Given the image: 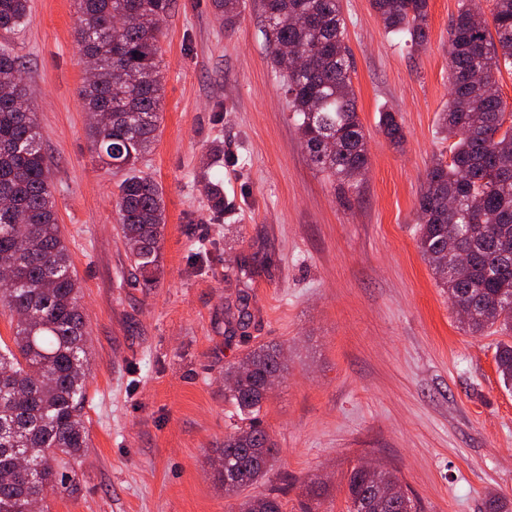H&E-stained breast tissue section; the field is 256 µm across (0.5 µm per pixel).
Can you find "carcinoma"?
<instances>
[{"label": "carcinoma", "mask_w": 512, "mask_h": 512, "mask_svg": "<svg viewBox=\"0 0 512 512\" xmlns=\"http://www.w3.org/2000/svg\"><path fill=\"white\" fill-rule=\"evenodd\" d=\"M463 0L448 29V108L438 119L449 156L435 158L418 199L417 247L457 311L462 328L482 334L512 331V124L496 74L512 68V0ZM245 0H213L224 28L235 26ZM76 39L93 62L81 96L92 121L87 135L98 158L121 175L115 203L132 275L158 283L166 210L161 185L138 164L156 138L163 104L160 24L174 0H75ZM389 34L412 46L428 39L429 0H371ZM273 44L272 62L286 87L298 133L311 163L342 187L358 186L369 164L364 126L352 84V58L340 0H262ZM29 0H0V30L30 21ZM495 35H490L489 27ZM304 59L288 69L280 48ZM21 64L0 49V81ZM23 82L0 90V307L13 327V347L0 346V512H24L34 497L74 488L70 462L88 444L82 409L88 371L81 287L57 224L51 160ZM378 128L395 147L404 142L398 114L379 113ZM209 207L224 214V188L207 181ZM456 209L448 211V200ZM462 249L467 259L449 261ZM495 364L512 389V343L502 342ZM284 356L263 345L224 368V399L242 424L224 435L214 478L224 495L263 480L276 443L260 415L267 379L280 378ZM23 456L27 468L17 465ZM348 512H417L393 470L346 476ZM239 512H282L274 493L251 497Z\"/></svg>", "instance_id": "obj_1"}]
</instances>
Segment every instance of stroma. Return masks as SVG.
Here are the masks:
<instances>
[{"mask_svg": "<svg viewBox=\"0 0 512 512\" xmlns=\"http://www.w3.org/2000/svg\"><path fill=\"white\" fill-rule=\"evenodd\" d=\"M460 2L430 0L417 49L385 32L370 0H340L369 153L361 187L345 192L308 159L257 0L230 31L212 0H175L159 136L139 164L166 206L152 288L131 275L117 178L87 136L74 0H30V23L0 31L33 90L88 332L78 488L48 492L39 512H236L212 473L239 421L224 369L259 345L282 350L287 369L261 413L276 462L245 496L274 490L299 512L316 479L317 512H347L345 476L372 461L420 512H483L490 492L512 500V392L494 361L506 335L462 330L416 244L426 170L448 152L437 121ZM386 110L402 147L378 130ZM216 144L224 154L208 162ZM204 171L233 203L224 216Z\"/></svg>", "mask_w": 512, "mask_h": 512, "instance_id": "1", "label": "stroma"}]
</instances>
